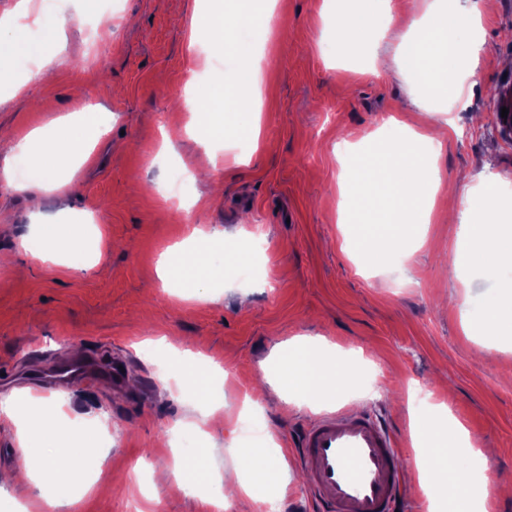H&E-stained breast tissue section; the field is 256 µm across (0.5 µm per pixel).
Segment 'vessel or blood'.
<instances>
[{
	"instance_id": "1",
	"label": "vessel or blood",
	"mask_w": 512,
	"mask_h": 512,
	"mask_svg": "<svg viewBox=\"0 0 512 512\" xmlns=\"http://www.w3.org/2000/svg\"><path fill=\"white\" fill-rule=\"evenodd\" d=\"M298 448L321 512H401V450L376 414L322 413L301 431Z\"/></svg>"
}]
</instances>
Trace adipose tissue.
I'll return each instance as SVG.
<instances>
[{
	"mask_svg": "<svg viewBox=\"0 0 512 512\" xmlns=\"http://www.w3.org/2000/svg\"><path fill=\"white\" fill-rule=\"evenodd\" d=\"M274 7L275 0H245L243 7L231 17L211 12L205 15L204 31L210 45L224 49L227 59L246 68L245 79L238 83L233 101H225L220 91L199 103L186 98V107L194 112L197 123L207 128L209 138L219 141L224 138V125L215 119L216 112L222 110L231 112L232 124L239 135L252 141L259 136L260 114L244 111L243 104L261 98L260 74ZM391 11V0H350L336 13L341 45L350 44L369 29L387 28ZM66 24L64 17L52 16L40 35L35 36L25 26L0 23V31L16 44L18 62L29 64L30 80H47L51 71L58 68V60L46 56L45 48L59 42ZM478 28L474 9L448 10L432 2L420 35L408 41L399 54L403 70L416 73L435 95L444 96L460 88L461 77L477 76L473 43ZM109 123V114L95 106L61 119L51 135H44L38 128L29 131L16 143L13 154L14 161L25 163L30 172L23 190L37 193L57 187V172L93 148ZM443 138L440 132L423 135L411 128L404 138L396 139L384 151L370 155L339 153L342 166L351 174L350 183L341 192L340 210L374 216L373 222L361 221L356 225L359 248L368 263H385L406 253L417 228L432 223L434 197L442 182L437 165L427 159L424 150L439 149ZM479 207L489 212L490 217L484 223L466 226L469 246L455 254V264L460 268L478 266L489 271L511 272L512 225L499 223L497 216L512 212V200L485 195ZM159 267L164 282L174 281L198 292L208 282L223 278L224 248L207 242L192 259L185 244L180 243L162 254ZM478 324L485 335L512 344L511 288L482 305ZM328 347V341L322 337L312 341L294 339L281 347L274 357L277 386L300 393L306 402L335 396L350 375L345 366L326 357ZM160 351L171 363V379L187 391L201 393L211 379L224 374L219 362L200 359L191 351H180L165 343ZM0 407L13 418L22 410L30 412L20 433L15 472L34 481L40 490L53 493L61 489L86 460L88 449L96 445L95 437L84 426L75 424L59 405L50 401L14 394ZM413 433L422 455L431 461L430 469L423 475L428 491L433 495H448L452 512H473L475 503L485 496L486 483L502 480L492 449L471 447L468 430L449 409L439 410L436 419L415 421ZM464 447L481 473V482H474L468 470L447 465L449 454ZM246 463L251 480L243 481L236 471L225 476V487L250 497L259 486L272 496L280 492L279 468L269 463L263 452H251ZM210 465L211 457L206 449L185 448L176 456L165 479L182 490L192 481L204 478Z\"/></svg>",
	"mask_w": 512,
	"mask_h": 512,
	"instance_id": "1",
	"label": "adipose tissue"
}]
</instances>
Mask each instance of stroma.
Masks as SVG:
<instances>
[{"mask_svg": "<svg viewBox=\"0 0 512 512\" xmlns=\"http://www.w3.org/2000/svg\"><path fill=\"white\" fill-rule=\"evenodd\" d=\"M64 0L67 25L59 45L70 61L47 84L31 83L13 53L0 85V400L30 392L34 368L85 358L119 363L121 384L109 379L47 387L39 396L72 418L101 424V455L71 477V505H58L35 485L0 492V512H213L203 493L161 482L173 463L168 438L180 424L200 421L194 400L166 389L161 358L144 356L143 342L166 337L219 361L224 380L222 426L201 443L213 452L211 478L241 465L240 449L273 440L282 450L288 499L309 512L308 484L297 450L303 424L319 412L377 413L406 450L407 512L427 501L414 468L412 414L445 404L498 469L512 472V346L466 328L496 295L501 277L482 270L457 273L453 254L460 227L477 224L480 210L459 207L455 223L433 221L420 245L393 262L363 269L353 252V213L339 215L338 183L346 179L336 144L360 152L391 139L398 123L418 131L448 128L436 155L444 189L477 200L493 189L512 197V141L497 124V87L512 86V0H477L481 29L474 46L475 84L457 102L428 94L412 74L394 79L361 69L366 53L394 61L402 35L430 0H393L386 32L370 34L336 61V27L319 15L323 0H277L263 64L262 146L252 150L233 129L210 161L204 130L186 131L181 108L189 71L201 93L229 83L237 65L205 54L198 0ZM116 14L112 38L95 31ZM101 105L112 129L87 161L59 173L66 185L42 192L39 209L19 188L9 158L34 128ZM219 168L221 187L207 179ZM180 168L194 174L191 194L205 207L187 208L160 188ZM91 216L101 232L94 268L64 259L33 260L43 224H75ZM223 233L231 264L213 299L184 298L165 288L158 262L165 249L198 234ZM303 336H323L353 379L316 407L296 406L267 384L265 370L279 348ZM259 398V410L244 403Z\"/></svg>", "mask_w": 512, "mask_h": 512, "instance_id": "1", "label": "stroma"}]
</instances>
